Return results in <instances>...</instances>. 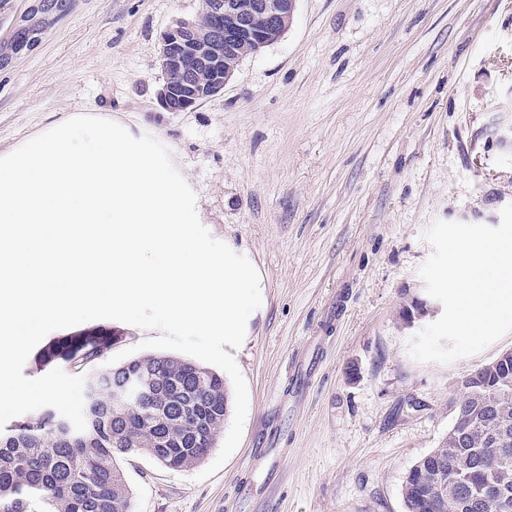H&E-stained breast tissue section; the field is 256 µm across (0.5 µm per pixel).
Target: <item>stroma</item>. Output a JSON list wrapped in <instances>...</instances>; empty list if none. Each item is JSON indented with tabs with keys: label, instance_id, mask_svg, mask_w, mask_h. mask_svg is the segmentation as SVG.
<instances>
[{
	"label": "stroma",
	"instance_id": "obj_1",
	"mask_svg": "<svg viewBox=\"0 0 512 512\" xmlns=\"http://www.w3.org/2000/svg\"><path fill=\"white\" fill-rule=\"evenodd\" d=\"M202 0H74L0 67V152L70 119L120 117L174 150L213 238L262 304L233 355L240 444L214 476L123 461L131 512H404L409 468L447 433L467 372L409 338L442 314L417 269L434 220L512 204V0H296L275 43L183 112L159 100L160 37ZM427 311L406 322L413 297Z\"/></svg>",
	"mask_w": 512,
	"mask_h": 512
}]
</instances>
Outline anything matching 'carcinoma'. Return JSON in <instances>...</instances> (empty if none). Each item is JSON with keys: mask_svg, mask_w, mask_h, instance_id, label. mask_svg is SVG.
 <instances>
[{"mask_svg": "<svg viewBox=\"0 0 512 512\" xmlns=\"http://www.w3.org/2000/svg\"><path fill=\"white\" fill-rule=\"evenodd\" d=\"M119 331L96 327L54 338L35 354L45 368L59 363L95 373L87 379L86 428L76 431L52 409L0 431V512H130L131 493L119 460L140 454L181 470L200 463L224 427L228 389L224 376L191 360L145 355L121 365L108 359ZM491 389L465 391L454 413L474 412L489 432H508L512 448V399L483 408ZM457 422L437 446L409 469L401 494L405 512H471L463 501L438 496L458 467L468 462L480 493L486 475L495 489L480 512H496L498 496L512 500V462L504 466L492 441L471 434L456 444Z\"/></svg>", "mask_w": 512, "mask_h": 512, "instance_id": "1", "label": "carcinoma"}]
</instances>
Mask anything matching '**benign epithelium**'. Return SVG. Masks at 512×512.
<instances>
[{
    "label": "benign epithelium",
    "mask_w": 512,
    "mask_h": 512,
    "mask_svg": "<svg viewBox=\"0 0 512 512\" xmlns=\"http://www.w3.org/2000/svg\"><path fill=\"white\" fill-rule=\"evenodd\" d=\"M72 0H34L10 37L0 42V65L33 49L49 21L64 16ZM296 0H202L200 13L180 20L161 36L158 64L165 83L159 93L164 108L183 112L219 94L245 57L277 41L288 29ZM451 486L473 509L485 495L473 493L460 473Z\"/></svg>",
    "instance_id": "benign-epithelium-1"
}]
</instances>
